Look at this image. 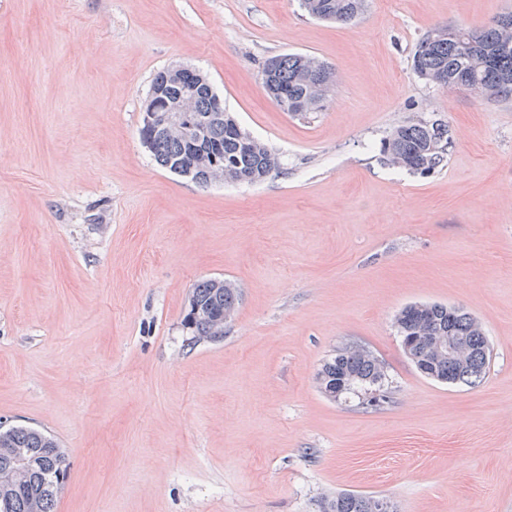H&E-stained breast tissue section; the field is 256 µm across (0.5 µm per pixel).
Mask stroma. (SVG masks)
<instances>
[{
	"mask_svg": "<svg viewBox=\"0 0 512 512\" xmlns=\"http://www.w3.org/2000/svg\"><path fill=\"white\" fill-rule=\"evenodd\" d=\"M512 0H366L351 25L301 0H0V431L54 437V512H512V101L414 74L432 28ZM303 53L341 77L284 112L263 62ZM206 75L279 167L202 187L161 168L140 129L154 75ZM453 143L428 174L388 166L400 123ZM241 292L224 338L190 343L202 280ZM437 302L482 323L484 379L421 374L394 318ZM358 344L387 399L322 394ZM376 496L355 493L326 497L320 502L319 512H374Z\"/></svg>",
	"mask_w": 512,
	"mask_h": 512,
	"instance_id": "stroma-1",
	"label": "stroma"
}]
</instances>
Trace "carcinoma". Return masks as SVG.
Wrapping results in <instances>:
<instances>
[{"label": "carcinoma", "instance_id": "carcinoma-1", "mask_svg": "<svg viewBox=\"0 0 512 512\" xmlns=\"http://www.w3.org/2000/svg\"><path fill=\"white\" fill-rule=\"evenodd\" d=\"M312 17L343 25L355 23L365 10V0H301ZM511 21L498 17L480 26L434 28L421 40L412 68L425 82L443 88L465 87L487 101H503L501 81H512ZM271 66L276 102L285 112L302 117L321 107L336 83L334 69L307 54H280L265 60ZM183 89L198 95L199 115L203 118L223 108L208 79L199 71H189L161 88L160 100H167ZM141 137L155 162L173 173L192 164L193 155L183 139L160 136L141 127ZM451 144L448 126L437 121L395 127L383 149L385 163L394 168L427 173L442 164ZM203 147L212 152V163L224 167V181L258 183L279 168L275 154L261 141L241 129L228 112L208 126ZM240 292L233 284L217 279L204 280L192 289L186 326L195 339L217 340L224 331L213 319L223 312H235ZM405 354L425 376L450 385H474L486 374L491 349L483 327L471 314L439 303H414L395 317ZM457 341L462 356L453 363L440 357L437 346ZM325 392L336 399L361 387L383 386L384 366L371 352L357 346L336 349L317 374ZM0 448H32L36 464L25 483L10 487L0 467V495L9 498L7 512H53L55 499L66 475L65 456L57 442L44 432L29 427H13L0 432ZM372 495L343 493L326 497L319 512H374Z\"/></svg>", "mask_w": 512, "mask_h": 512}]
</instances>
